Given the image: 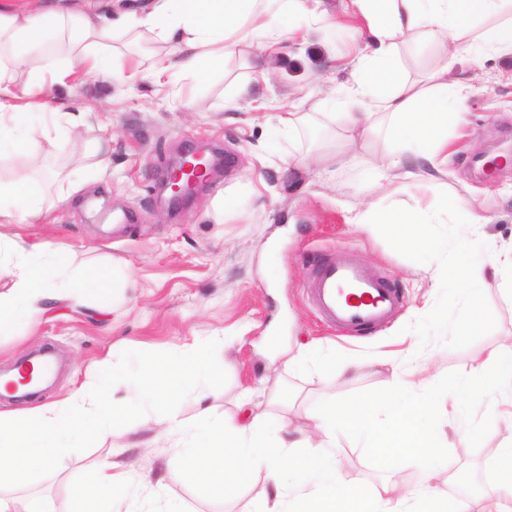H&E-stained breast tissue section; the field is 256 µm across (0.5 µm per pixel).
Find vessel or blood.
<instances>
[{
    "label": "vessel or blood",
    "instance_id": "1",
    "mask_svg": "<svg viewBox=\"0 0 512 512\" xmlns=\"http://www.w3.org/2000/svg\"><path fill=\"white\" fill-rule=\"evenodd\" d=\"M309 290L317 310L344 332L381 325L400 304L399 295L384 280L350 260L323 262Z\"/></svg>",
    "mask_w": 512,
    "mask_h": 512
}]
</instances>
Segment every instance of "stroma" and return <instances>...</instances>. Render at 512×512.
Masks as SVG:
<instances>
[{"instance_id": "35a3bbf8", "label": "stroma", "mask_w": 512, "mask_h": 512, "mask_svg": "<svg viewBox=\"0 0 512 512\" xmlns=\"http://www.w3.org/2000/svg\"><path fill=\"white\" fill-rule=\"evenodd\" d=\"M347 4L318 0L315 13L290 17L289 37L261 60L265 79H253L254 59L245 53L182 80L178 99L142 74L131 87H112L68 60L65 47L44 54L47 67L68 63L64 85L48 87L43 97L46 109L73 112L78 125L60 149L50 122L19 120L22 150L0 155V166L41 193L49 211L26 223L0 224V234L47 245L91 267L121 266L126 280L110 313L60 305L0 338L1 369L44 346L58 353V377L37 404L65 398L102 358L133 361L141 353L155 357L210 342L224 372L223 392L209 399L216 412L233 413L247 390L256 404L282 403L288 428L312 432L308 414L325 397L382 394L385 360L415 340L408 324L438 295L435 263L403 257L374 227L352 224L355 212L391 204L424 210L446 192L488 217L484 236L512 245V166L492 177L473 166L478 152L512 143V81L500 77L501 61L484 54L466 64L479 90L464 123L448 135L451 157L442 174L402 180L381 166L384 134L347 143L340 122L326 113L331 91L351 82L355 58L367 45L364 24ZM237 85L244 94L236 109L224 110ZM294 106L307 122L280 136L278 116ZM204 144L226 150L231 163L186 210L173 212L158 201L156 183L169 158ZM338 149L352 157L351 165L321 162V155ZM300 158L308 166H297ZM60 177L75 188L64 204L56 201ZM332 256L382 275L402 295V307L381 326L336 333L307 294L314 268ZM484 293L496 329L463 349L431 343L420 354L429 374L454 376L485 351L512 343V303L497 281H488ZM309 342L337 358H356L360 366L335 377L285 369L280 353ZM155 431L144 419L121 425L108 440L75 449L51 475L35 476L27 491L51 505L68 502L71 485L117 443L137 445L136 471L164 477L169 452L154 441ZM510 441L512 426L502 423L486 438L456 443L432 481L438 499L464 498L477 512L484 499L496 497V449ZM336 459L350 483L410 490L420 482L411 460L389 463L341 430ZM268 490L261 474L224 499L203 496L189 482L167 480L164 488L186 512H253Z\"/></svg>"}]
</instances>
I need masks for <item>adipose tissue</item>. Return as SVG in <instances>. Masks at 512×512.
I'll return each mask as SVG.
<instances>
[{"label": "adipose tissue", "instance_id": "1", "mask_svg": "<svg viewBox=\"0 0 512 512\" xmlns=\"http://www.w3.org/2000/svg\"><path fill=\"white\" fill-rule=\"evenodd\" d=\"M310 0H152L139 14H122L101 26L82 0H56L35 13L25 7H0V149L19 147L16 115L37 112L31 97L45 87L39 47L68 42L70 54L87 73L107 75L115 32L152 33L176 47L152 66L151 77L169 83L223 64L246 43L267 53L283 40L281 25L291 14L305 13ZM365 21L374 47L361 53L355 83L331 102L348 139L367 137L376 117H390L386 169L415 177L418 164H433L448 142V129L461 123L477 88L469 77L452 74L454 65L491 53L512 61V0H350ZM499 17V24L469 38L460 16ZM420 37L438 48L421 79H410L395 55L399 41ZM28 73L17 84L15 72ZM43 213L42 196L20 189L0 172V223L20 224ZM45 245L0 235V267L14 269L15 285L0 294V335L43 313L47 303H83L109 295L115 284L109 272L70 262L46 273ZM127 387L114 402V387ZM223 386L207 349L201 346L170 357L122 365L104 358L91 382L62 402L0 415V512H44L40 501L16 496L34 472L52 473L57 461L77 444L105 437L124 416L153 417L157 437L167 438L171 454L167 475L188 480L208 497L230 495L236 484L264 473L273 485L272 501L256 512H469L465 502H436L431 480L443 462L448 437L441 424L449 403L460 404L457 434L468 439L504 422L512 425V349L493 348L474 359L452 379L430 376L411 361L394 375L382 400L329 399L310 419L316 436L284 433L282 416L240 398L234 416L215 414L205 401ZM192 397L198 410L190 423L160 413L171 396ZM346 429L363 447L392 457L413 455L419 486L403 495L390 488L369 489L341 479L337 471L336 430ZM126 447L112 448L98 461L91 481L71 490L79 512H182L163 497L162 482L132 480L121 463Z\"/></svg>", "mask_w": 512, "mask_h": 512}]
</instances>
